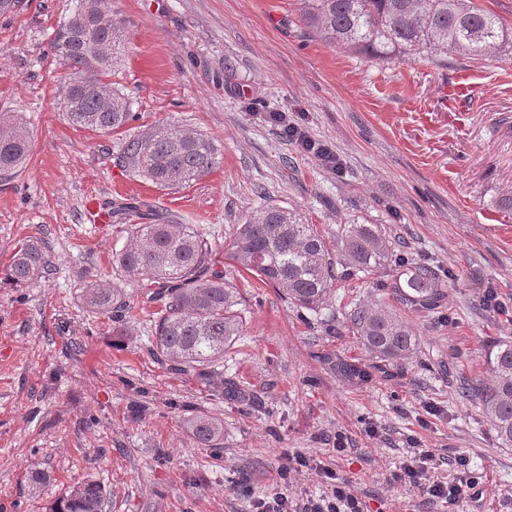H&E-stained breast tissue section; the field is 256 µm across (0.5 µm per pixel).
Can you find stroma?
<instances>
[{"mask_svg": "<svg viewBox=\"0 0 512 512\" xmlns=\"http://www.w3.org/2000/svg\"><path fill=\"white\" fill-rule=\"evenodd\" d=\"M73 2L24 0L0 17V119L31 135L26 165L0 182V512H48L90 479L105 486L107 512H251L280 490L290 452L335 469L369 512H441L392 479L414 439L445 480L458 476L457 455L469 458L478 492L458 512H512V448L457 393L486 378L492 342L512 340V43L444 63L382 62L304 35L297 0H112L130 134L179 125L223 153L208 176L163 190L120 167L118 137L65 120L66 71L48 43ZM269 112L302 119L342 170L322 169ZM88 197L138 200L216 248L268 204L331 244L345 225L378 224L404 256L439 266L445 296L433 312L403 310L417 350L380 368L342 321L355 302L390 300L384 273L338 267L315 314L228 265L243 332L211 381L177 374L152 354L155 304L113 266L126 221L89 223ZM28 241L45 245L50 270L17 287L5 270ZM94 278L134 300L128 335L83 306ZM225 380L237 400L224 398ZM199 416L223 422L221 447H197ZM339 431L341 455L329 444Z\"/></svg>", "mask_w": 512, "mask_h": 512, "instance_id": "stroma-1", "label": "stroma"}]
</instances>
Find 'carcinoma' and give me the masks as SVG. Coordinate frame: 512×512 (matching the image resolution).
Masks as SVG:
<instances>
[{"label":"carcinoma","instance_id":"cac0c4a2","mask_svg":"<svg viewBox=\"0 0 512 512\" xmlns=\"http://www.w3.org/2000/svg\"><path fill=\"white\" fill-rule=\"evenodd\" d=\"M76 3L49 43L67 69L65 118L76 128L121 135L136 120L129 98L110 80L122 47L121 28L112 19L109 0H92L89 14L87 0ZM298 22L308 35L378 61L419 56L445 62L450 51L487 55L507 41L499 18L474 0H300ZM30 143L19 123L0 130V179L23 166ZM222 160L211 138L171 125L129 136L120 153L129 172L164 189L200 180ZM226 260L315 313L330 297L339 262L364 277L391 271V294L414 310H429L444 296L445 284L434 266L394 254L379 224L349 225L333 250L295 211L270 204L239 225L222 256L192 225L172 224L165 214L152 212L150 223L130 225L129 241L113 262L121 276L141 283L150 290L148 299L160 303L153 353L172 371L209 378L243 331L237 289L224 281ZM48 268L45 247L30 241L15 250L6 277L24 285ZM82 302L112 320L132 309L130 297L107 281L89 282ZM347 327L374 359L392 366L417 350V338L403 317L379 300L355 305ZM486 369L491 380L470 382L463 396L481 408L500 447L512 448L511 341L493 346ZM190 429L201 448L217 447L224 436L215 418H197ZM107 502L106 488L88 480L54 502L50 512H105Z\"/></svg>","mask_w":512,"mask_h":512}]
</instances>
